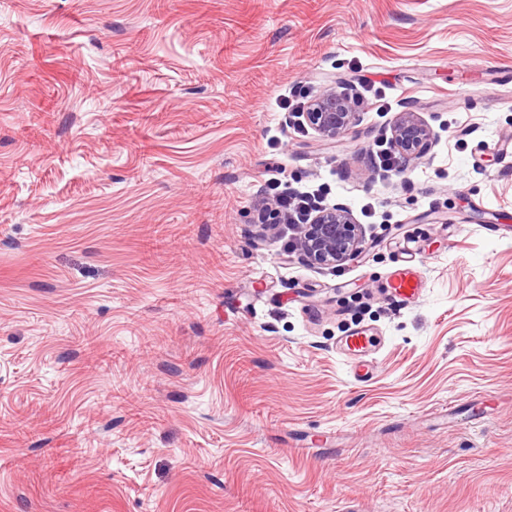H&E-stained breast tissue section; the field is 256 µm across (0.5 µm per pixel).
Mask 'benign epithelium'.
I'll return each instance as SVG.
<instances>
[{
	"label": "benign epithelium",
	"instance_id": "obj_1",
	"mask_svg": "<svg viewBox=\"0 0 512 512\" xmlns=\"http://www.w3.org/2000/svg\"><path fill=\"white\" fill-rule=\"evenodd\" d=\"M308 125L320 136L334 139L357 122L349 95L330 87L313 99L302 113ZM431 133L413 112L399 113L392 131L391 145L409 161L424 156ZM297 246L314 265L340 264L360 253L362 234L349 210L340 205L326 206L309 224L297 228Z\"/></svg>",
	"mask_w": 512,
	"mask_h": 512
}]
</instances>
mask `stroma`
Listing matches in <instances>:
<instances>
[{
    "mask_svg": "<svg viewBox=\"0 0 512 512\" xmlns=\"http://www.w3.org/2000/svg\"><path fill=\"white\" fill-rule=\"evenodd\" d=\"M330 87L326 139L283 104ZM506 131L512 0H0V512H512ZM276 176L361 253L289 252ZM308 125L320 136L328 139L345 133L357 122V112L349 95L330 87L313 99L308 112H302ZM430 140L429 128L419 120L415 113H399L393 125L391 137L392 148L397 153L388 148L378 151L380 167L386 172L393 171L398 163L399 154L409 161L422 158L428 149ZM386 293L400 304L417 300L425 288L419 260L410 257H398L385 284ZM373 337L369 328L358 326L340 340L342 349L351 361L355 374L359 377H365L373 370L374 361L371 357L374 347Z\"/></svg>",
    "mask_w": 512,
    "mask_h": 512,
    "instance_id": "35a3bbf8",
    "label": "stroma"
}]
</instances>
